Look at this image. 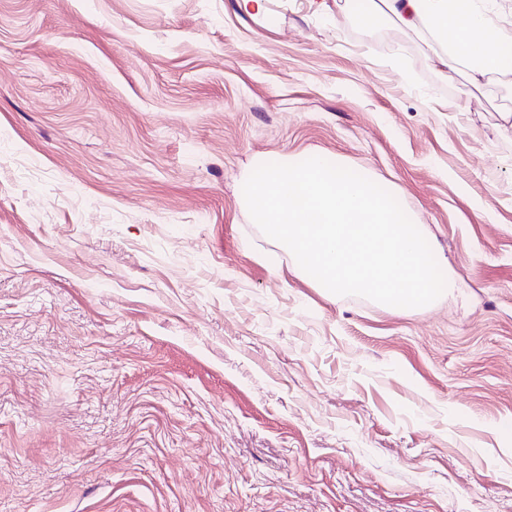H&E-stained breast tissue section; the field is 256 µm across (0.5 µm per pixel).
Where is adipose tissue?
Wrapping results in <instances>:
<instances>
[{"label": "adipose tissue", "mask_w": 512, "mask_h": 512, "mask_svg": "<svg viewBox=\"0 0 512 512\" xmlns=\"http://www.w3.org/2000/svg\"><path fill=\"white\" fill-rule=\"evenodd\" d=\"M351 11L365 27L391 22L414 35L426 31L440 38L433 65L465 68L472 85L491 75H512V40L489 22L479 0H353Z\"/></svg>", "instance_id": "1"}]
</instances>
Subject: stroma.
<instances>
[{"label":"stroma","instance_id":"1","mask_svg":"<svg viewBox=\"0 0 512 512\" xmlns=\"http://www.w3.org/2000/svg\"><path fill=\"white\" fill-rule=\"evenodd\" d=\"M346 0H0V512H512V76ZM425 229L412 312L315 287L251 167Z\"/></svg>","mask_w":512,"mask_h":512}]
</instances>
